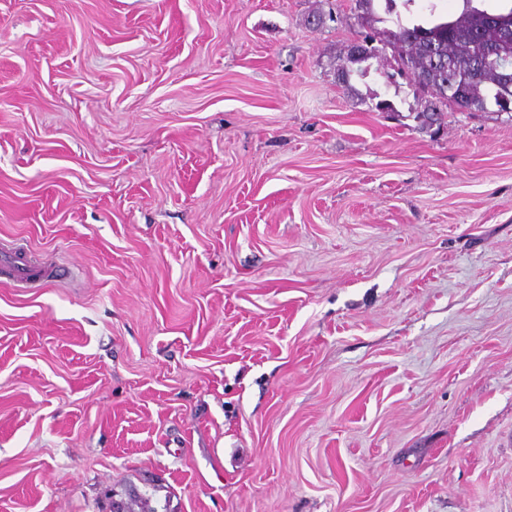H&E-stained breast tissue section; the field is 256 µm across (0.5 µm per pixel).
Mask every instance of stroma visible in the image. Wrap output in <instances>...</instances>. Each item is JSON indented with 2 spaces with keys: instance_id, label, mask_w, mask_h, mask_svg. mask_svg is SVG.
I'll return each mask as SVG.
<instances>
[{
  "instance_id": "1",
  "label": "stroma",
  "mask_w": 512,
  "mask_h": 512,
  "mask_svg": "<svg viewBox=\"0 0 512 512\" xmlns=\"http://www.w3.org/2000/svg\"><path fill=\"white\" fill-rule=\"evenodd\" d=\"M352 3L0 0L66 271L0 286V512H512V112L339 82Z\"/></svg>"
}]
</instances>
